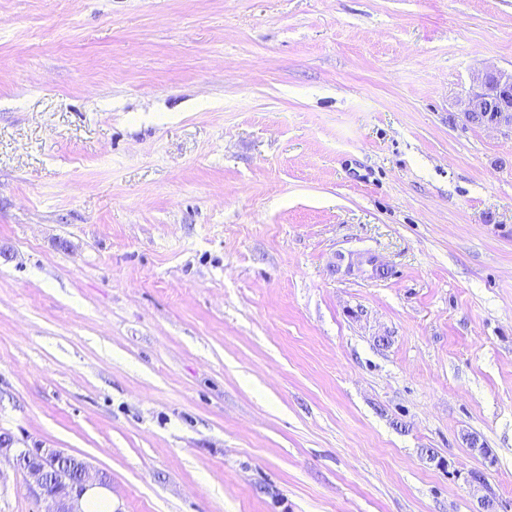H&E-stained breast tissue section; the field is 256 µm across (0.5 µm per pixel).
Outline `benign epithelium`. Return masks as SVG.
<instances>
[{
  "instance_id": "1",
  "label": "benign epithelium",
  "mask_w": 512,
  "mask_h": 512,
  "mask_svg": "<svg viewBox=\"0 0 512 512\" xmlns=\"http://www.w3.org/2000/svg\"><path fill=\"white\" fill-rule=\"evenodd\" d=\"M473 81L475 90L466 100V119L473 123L480 118L483 126L512 129V70H482L475 74ZM0 456L11 458L35 479L39 496L48 504L46 512H78L76 501L84 492L95 483L107 485L102 477L91 481L87 465L80 461L77 477L61 472L57 487L49 489V471L69 459V455L39 445L16 448L13 438L6 433L0 434Z\"/></svg>"
}]
</instances>
